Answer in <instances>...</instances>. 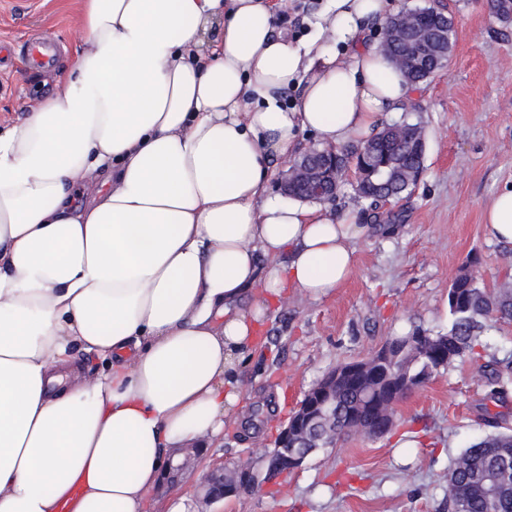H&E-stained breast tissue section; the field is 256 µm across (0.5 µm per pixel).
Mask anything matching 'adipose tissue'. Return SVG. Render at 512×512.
Wrapping results in <instances>:
<instances>
[{"label":"adipose tissue","instance_id":"adipose-tissue-1","mask_svg":"<svg viewBox=\"0 0 512 512\" xmlns=\"http://www.w3.org/2000/svg\"><path fill=\"white\" fill-rule=\"evenodd\" d=\"M78 2L74 63L0 130V512H143L223 443L256 325L343 287L374 232L270 194L271 159L414 94L366 39L393 0H323L300 39L274 0ZM483 224L512 244V189Z\"/></svg>","mask_w":512,"mask_h":512}]
</instances>
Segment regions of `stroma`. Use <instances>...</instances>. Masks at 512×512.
Listing matches in <instances>:
<instances>
[{
  "label": "stroma",
  "instance_id": "35a3bbf8",
  "mask_svg": "<svg viewBox=\"0 0 512 512\" xmlns=\"http://www.w3.org/2000/svg\"><path fill=\"white\" fill-rule=\"evenodd\" d=\"M403 9L446 8L454 21L447 66L420 85L404 109L383 120L419 124L423 174L411 195L391 206L398 233L357 247L356 273L332 295H289L258 330L240 373L238 419L224 424L221 447L208 448L177 484L159 482L146 512H201L197 487L213 465L260 456L323 374L367 357L386 340L420 328L447 332L448 288L478 256L488 286L512 277V246L490 240L483 206L512 185V19L489 0H400ZM51 35L60 66L80 41L77 0H0V125L17 123L26 101L49 92L53 71L26 65L27 41ZM478 371L466 363L436 374L396 409L383 438L351 437L310 457L300 470L215 512H448V472L484 434Z\"/></svg>",
  "mask_w": 512,
  "mask_h": 512
}]
</instances>
